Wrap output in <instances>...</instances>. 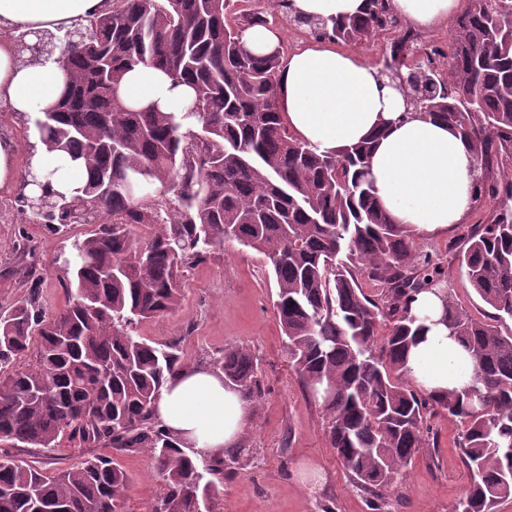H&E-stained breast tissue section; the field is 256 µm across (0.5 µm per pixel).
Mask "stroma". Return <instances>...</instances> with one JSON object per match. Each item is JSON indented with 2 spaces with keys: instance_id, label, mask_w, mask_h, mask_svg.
Returning <instances> with one entry per match:
<instances>
[{
  "instance_id": "obj_1",
  "label": "stroma",
  "mask_w": 512,
  "mask_h": 512,
  "mask_svg": "<svg viewBox=\"0 0 512 512\" xmlns=\"http://www.w3.org/2000/svg\"><path fill=\"white\" fill-rule=\"evenodd\" d=\"M239 10L258 12L283 34L285 53L308 44L306 27L273 12L267 0H240ZM498 200L478 201L465 223L447 234L416 240L421 253L442 268V285L472 318L486 320L491 309L461 274L449 247L461 244L474 225L486 223ZM90 227L75 224L62 234L29 222L15 199L0 195V311L27 296L24 271L41 277L37 302L46 315L66 303L63 260L75 239ZM27 235L33 251L17 248ZM275 280L263 255L231 243L195 264L185 276L180 308L160 320L137 327L139 336L157 343L179 341L193 364L213 366L224 349L244 346L256 359L264 390L253 405V418L239 448L225 451L224 486L214 512H372L365 495L349 480L322 426V414L302 387L285 349L273 309ZM461 430L446 416L431 419L429 445L421 450L407 475L386 494L385 512H450L463 497L469 477L453 446ZM131 478L123 512H151L163 481L146 454L111 452Z\"/></svg>"
}]
</instances>
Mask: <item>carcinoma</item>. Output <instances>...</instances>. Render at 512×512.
Wrapping results in <instances>:
<instances>
[{
  "mask_svg": "<svg viewBox=\"0 0 512 512\" xmlns=\"http://www.w3.org/2000/svg\"><path fill=\"white\" fill-rule=\"evenodd\" d=\"M110 2L75 24L76 36L43 35L63 43L56 63L68 84L28 122L49 150L82 162L87 180L69 196H23L20 213L52 234L72 224L95 229L73 242L61 311L40 313L31 271L28 298L0 313V512H122L130 478L109 457L47 471L9 452L52 451L64 440L146 453L165 481L152 512H212L224 460L189 455L153 414L187 359L179 342L144 339L135 327L175 312L184 271L229 242L269 263L295 373L321 409L329 446L376 512L427 447L429 420L442 414L464 425L454 446L470 476L452 512H495L512 499V208L478 225L456 255L493 322L448 297V335L474 369L469 386L433 398L408 376V353L426 330L409 303L440 286L441 273L374 195L372 141L325 154L291 133L278 107L281 55L244 47L243 31L266 20L234 17L240 0ZM293 21L345 44L400 25L390 0H366L361 15L330 23ZM440 58L448 68L435 66ZM396 64L411 74L413 86L401 87L407 105L470 141L476 198H512L511 180L487 175L493 160L512 158V0H472L446 48L405 29L380 73ZM137 65L190 84L191 110L127 107L116 88ZM168 193L175 200H158ZM140 225L150 228L145 238ZM215 363L225 383L261 398L248 349L228 348Z\"/></svg>",
  "mask_w": 512,
  "mask_h": 512,
  "instance_id": "carcinoma-1",
  "label": "carcinoma"
}]
</instances>
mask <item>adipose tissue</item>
Segmentation results:
<instances>
[{"label":"adipose tissue","mask_w":512,"mask_h":512,"mask_svg":"<svg viewBox=\"0 0 512 512\" xmlns=\"http://www.w3.org/2000/svg\"><path fill=\"white\" fill-rule=\"evenodd\" d=\"M105 0H0V109L27 116L54 106L66 76L53 60L19 55L14 36L66 30L103 10ZM364 0H291L293 15L333 21L357 15ZM396 15L412 28L431 30L462 7V0H391ZM380 67L365 57L337 49L324 39L283 58L278 81L279 109L294 136L322 151L341 153L375 137L369 177L392 220L427 239L464 223L475 204L479 172L469 141L433 118L407 112L402 93L388 85ZM132 108L157 106L184 112L194 91L164 72L143 65L128 72L118 88ZM31 166L49 176L51 187L70 192L86 179L84 168L39 145ZM445 291L416 294L411 311L427 331L410 350L408 368L422 390L444 395L464 388L473 363L449 336L444 322ZM251 401L224 383L221 371L190 365L162 388L155 416L193 455L223 457L239 447L252 418Z\"/></svg>","instance_id":"ef3b65f1"}]
</instances>
